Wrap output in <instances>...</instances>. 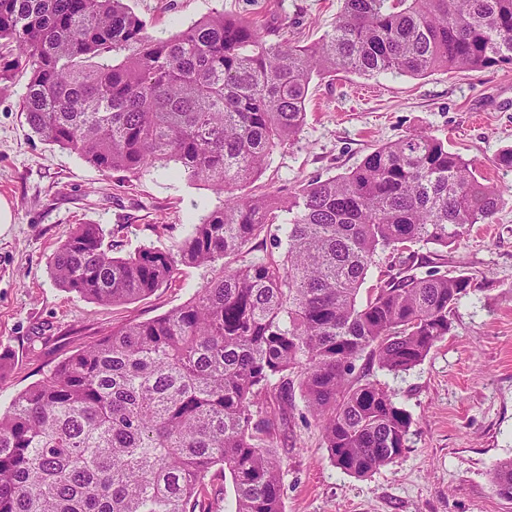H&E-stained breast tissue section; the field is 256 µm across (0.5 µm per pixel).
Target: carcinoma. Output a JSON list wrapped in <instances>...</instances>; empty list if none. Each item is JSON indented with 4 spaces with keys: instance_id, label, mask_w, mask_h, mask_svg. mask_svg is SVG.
Listing matches in <instances>:
<instances>
[{
    "instance_id": "1",
    "label": "carcinoma",
    "mask_w": 512,
    "mask_h": 512,
    "mask_svg": "<svg viewBox=\"0 0 512 512\" xmlns=\"http://www.w3.org/2000/svg\"><path fill=\"white\" fill-rule=\"evenodd\" d=\"M0 52L28 75L20 110L41 141L105 173L171 164L220 198L169 248L114 256L100 225L80 224L50 255L59 287L104 306L183 267L213 276L0 413V512H204L214 469L230 477L231 512H283L284 461L266 444L280 420L252 408L295 382L337 468L365 477L399 458L412 418L357 363L405 373L448 335L476 284L421 272L413 247L461 244L493 222L501 189L416 132L286 198L237 190L295 140L315 76L512 68V0H342L307 45L222 12L162 38L124 0H0ZM273 226L281 262L233 265ZM384 258L397 272L361 296ZM490 483L512 501V460Z\"/></svg>"
}]
</instances>
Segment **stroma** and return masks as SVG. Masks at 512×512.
<instances>
[{
	"label": "stroma",
	"instance_id": "obj_1",
	"mask_svg": "<svg viewBox=\"0 0 512 512\" xmlns=\"http://www.w3.org/2000/svg\"><path fill=\"white\" fill-rule=\"evenodd\" d=\"M149 32L166 37L219 11L257 21L288 39L330 32L339 0H128ZM26 75L0 90V408L61 360L112 327L160 317L185 303L209 269L181 268L152 295L102 306L60 288L48 258L80 224L101 225L115 255L164 248L218 205L200 183L155 168L139 176L105 173L31 133L19 102ZM296 140L270 157L248 195L285 196L314 179L358 165L384 143L420 131L447 142L503 191L493 223L461 245L420 248L448 271L472 276L452 327L420 365L394 376L375 371L412 417L394 463L358 478L331 463L322 432L299 389L287 403H261L258 416L283 410L272 444L283 458V512H512L489 473L512 458V170L495 159L512 146V68L422 77L339 74L313 79Z\"/></svg>",
	"mask_w": 512,
	"mask_h": 512
}]
</instances>
